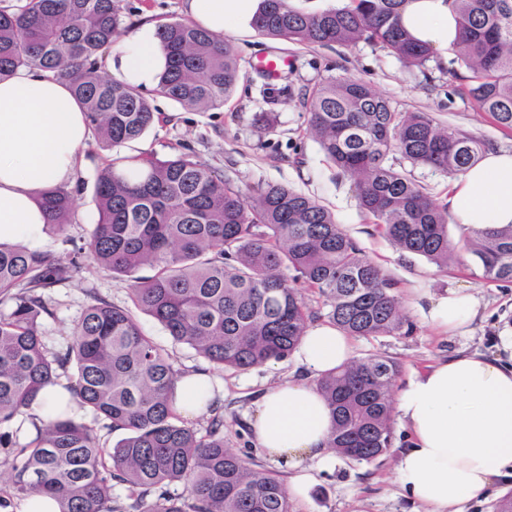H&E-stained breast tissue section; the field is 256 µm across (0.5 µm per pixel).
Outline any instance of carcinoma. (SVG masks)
Wrapping results in <instances>:
<instances>
[{
	"mask_svg": "<svg viewBox=\"0 0 512 512\" xmlns=\"http://www.w3.org/2000/svg\"><path fill=\"white\" fill-rule=\"evenodd\" d=\"M404 0H340L318 11L261 0L253 27L305 46L378 47L409 66L434 59L400 24ZM460 31L448 75L474 105L512 130V0H453ZM121 0H0V77L33 67L69 81L88 127L110 159L95 183L98 220L89 241L57 256L0 244V509L51 493L59 512H292L271 471L224 446V416L210 410L206 434L180 420L174 368L126 308L94 291L65 345L41 332L54 311L43 290L69 282L91 262L128 282L136 309L172 339L221 368L247 370L287 358L316 312L305 291L326 298L327 317L348 336L412 331L398 282L373 262L316 199L280 184L242 187L188 153L158 159L119 148L160 122L150 100L111 77L106 53L124 24ZM168 58L158 91L185 110L224 105L239 79L234 44L206 27H159ZM308 124L327 161L354 180L362 212L399 250L444 269L466 251L488 282L512 283V224L448 236V204L405 169L426 165L451 178L479 161L482 144L427 112H398L367 83L329 77L305 94ZM77 191L41 197L47 223L63 235ZM149 269L152 274L141 275ZM401 366L372 354L319 377L332 408L331 447L370 462L392 446V387ZM65 380L75 412L20 437L27 410ZM88 413L92 421L78 418ZM122 437L112 447L100 431ZM127 487L126 501L112 496ZM179 484L182 491L170 487Z\"/></svg>",
	"mask_w": 512,
	"mask_h": 512,
	"instance_id": "obj_1",
	"label": "carcinoma"
}]
</instances>
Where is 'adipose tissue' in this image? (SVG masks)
I'll return each mask as SVG.
<instances>
[{"mask_svg": "<svg viewBox=\"0 0 512 512\" xmlns=\"http://www.w3.org/2000/svg\"><path fill=\"white\" fill-rule=\"evenodd\" d=\"M260 0H187L188 12L214 34L249 27ZM401 21L416 41L442 52L454 48L458 25L451 0H406ZM165 65L154 28L136 30L111 49L108 71L144 86ZM89 129L70 85L35 68L0 78V243L40 251L47 220L40 195L73 184ZM454 223L472 230L512 224V149L487 151L456 177L448 191ZM424 319L444 334L464 336L484 320L475 291L430 296L415 286ZM349 336L331 324L307 328L296 350L302 373L267 390L247 426L270 461L289 470L288 495L305 497L322 471L332 469V411L309 379L348 363ZM216 396L201 372L175 385V408L192 419ZM406 444L397 451L396 480L421 512H466L479 500L512 487V336L498 355L459 349L415 373L397 399Z\"/></svg>", "mask_w": 512, "mask_h": 512, "instance_id": "1", "label": "adipose tissue"}]
</instances>
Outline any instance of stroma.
Masks as SVG:
<instances>
[{
  "instance_id": "1",
  "label": "stroma",
  "mask_w": 512,
  "mask_h": 512,
  "mask_svg": "<svg viewBox=\"0 0 512 512\" xmlns=\"http://www.w3.org/2000/svg\"><path fill=\"white\" fill-rule=\"evenodd\" d=\"M122 6L128 24L134 28L189 17L185 0H122ZM224 35L236 46L239 66V80L229 100L218 109L187 111L161 95L156 87L146 88V95L163 121L127 145L126 153L147 152L164 158L178 151L190 152L236 184H283L323 204L364 253L398 283L401 310L412 323V332L353 340L354 357L383 354L400 363L397 386H404L415 372L456 349L496 351L499 331L504 322H512V284L484 282L476 260L465 255L454 266L437 268L423 257L401 253L375 232L357 206L353 180L337 176L326 162L309 130L308 114L298 94L330 76L355 77L388 97L397 111L430 113L442 125L473 136L485 149H512V132L502 130L489 115L479 112L462 95L459 81L449 80L446 72L434 67L420 72L369 45L308 47L269 39L251 27L228 29ZM273 52L289 60L285 75L293 94L270 103L259 94L264 79L256 64ZM106 160V152L99 150L95 141H88L77 177L81 191L76 213L66 235L48 232L45 251L59 255L68 250L70 242H88L98 219L95 180ZM419 279L435 294L451 288L479 292L487 305L486 320L466 337L438 333L413 304L411 288ZM94 292L117 306L131 304L125 281L112 278L96 265L85 266L67 284L45 292L54 311L42 325L49 346L65 342ZM137 319L145 335L168 349L175 368L207 366L194 350L174 343L153 318L141 313ZM299 371L292 356L246 371L212 370L224 385L220 407L225 445L258 468L282 478L287 475L285 467L264 458L249 436L246 420L265 389L287 381ZM395 459L394 451L370 463L338 458L335 469L322 473L307 496L294 501L293 512H414L413 504L394 479Z\"/></svg>"
}]
</instances>
